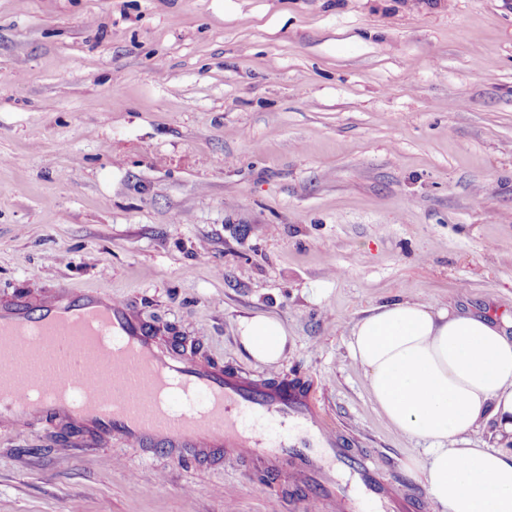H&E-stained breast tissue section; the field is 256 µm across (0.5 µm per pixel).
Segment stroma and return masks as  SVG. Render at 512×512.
<instances>
[{"mask_svg": "<svg viewBox=\"0 0 512 512\" xmlns=\"http://www.w3.org/2000/svg\"><path fill=\"white\" fill-rule=\"evenodd\" d=\"M62 285L309 385L420 496L347 338L396 300L512 315V0H0V302ZM257 314L279 364L238 344ZM305 507L232 456L0 426V512ZM241 347L256 361L273 365L284 356L288 334L276 318L257 315L243 319L238 327Z\"/></svg>", "mask_w": 512, "mask_h": 512, "instance_id": "obj_1", "label": "stroma"}]
</instances>
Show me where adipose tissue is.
Masks as SVG:
<instances>
[{"label": "adipose tissue", "instance_id": "obj_1", "mask_svg": "<svg viewBox=\"0 0 512 512\" xmlns=\"http://www.w3.org/2000/svg\"><path fill=\"white\" fill-rule=\"evenodd\" d=\"M238 339L267 365L288 344L283 324L266 315L243 319ZM347 349L386 422L428 442L425 484L445 512H512V454L469 440L489 420L512 436V336L504 326L464 308L397 301L356 321Z\"/></svg>", "mask_w": 512, "mask_h": 512}]
</instances>
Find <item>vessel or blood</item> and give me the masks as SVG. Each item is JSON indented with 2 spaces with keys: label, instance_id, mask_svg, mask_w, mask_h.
Segmentation results:
<instances>
[{
  "label": "vessel or blood",
  "instance_id": "vessel-or-blood-1",
  "mask_svg": "<svg viewBox=\"0 0 512 512\" xmlns=\"http://www.w3.org/2000/svg\"><path fill=\"white\" fill-rule=\"evenodd\" d=\"M40 383L48 397L28 387ZM0 422L75 427L149 452L204 459L231 453L293 470L336 512H415L382 479L381 462L351 463L358 493L337 488L344 456L305 386L224 371L163 341L129 300L62 286L0 303Z\"/></svg>",
  "mask_w": 512,
  "mask_h": 512
}]
</instances>
